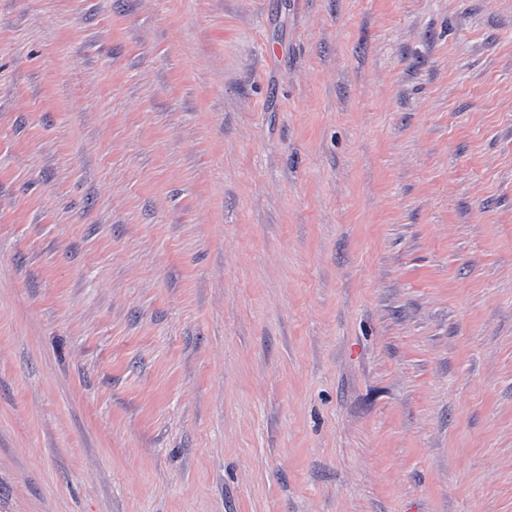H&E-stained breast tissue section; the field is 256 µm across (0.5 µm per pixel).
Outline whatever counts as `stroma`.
Returning <instances> with one entry per match:
<instances>
[{"mask_svg":"<svg viewBox=\"0 0 512 512\" xmlns=\"http://www.w3.org/2000/svg\"><path fill=\"white\" fill-rule=\"evenodd\" d=\"M0 512H512V0H0Z\"/></svg>","mask_w":512,"mask_h":512,"instance_id":"35a3bbf8","label":"stroma"}]
</instances>
